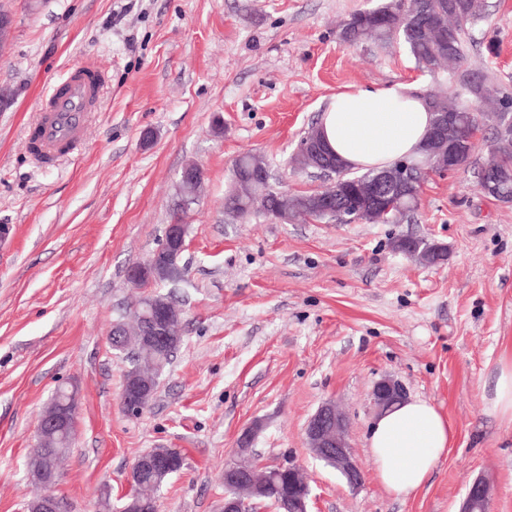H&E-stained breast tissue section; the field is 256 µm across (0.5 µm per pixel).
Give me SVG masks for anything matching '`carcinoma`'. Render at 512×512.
Returning a JSON list of instances; mask_svg holds the SVG:
<instances>
[{"label": "carcinoma", "instance_id": "carcinoma-1", "mask_svg": "<svg viewBox=\"0 0 512 512\" xmlns=\"http://www.w3.org/2000/svg\"><path fill=\"white\" fill-rule=\"evenodd\" d=\"M484 0H384L367 10H359L351 14L340 25L339 37L343 42L358 43L370 41L379 45L385 44L395 36L402 38L413 58L416 67L434 77L445 76L455 84L448 93L438 90L430 91L442 112H451L457 117V135L469 143L468 153L458 161L462 167L470 163V159L478 149L475 140L477 123L475 113L480 111L475 103L474 87L485 85L489 96L483 103L489 105L486 112L485 125L491 136L485 143L486 154L483 164H493L501 173V178L494 191L488 196L504 203L512 202V138H501L498 126L501 119L512 118V96L498 86L490 83L487 77L477 75L464 68L467 51L466 27L479 23L485 17ZM442 25L455 31V41L451 50L444 49L434 37L424 33V29L433 25ZM425 155L420 153L407 160L411 172L417 176V192L398 200L399 221L414 212L420 201V189L427 179ZM257 163L255 154L247 153L238 157L233 165L231 184L224 196V209L238 217H245L254 210L288 207L294 217L312 218L323 223H343L358 211L355 201L348 191L357 189V184L375 171L369 170L355 175L343 165L336 169L341 174L336 184V209L331 212L314 213L306 202L303 194L284 196L281 187L269 181H254L250 178L252 167ZM143 371L153 379H159L164 369L172 363L174 354L154 353L139 349ZM69 447L55 448L49 453L37 449L31 464L40 465L48 460L60 464L68 453ZM244 459L257 470L259 479L268 484L265 496L259 498L263 506L282 504L288 497V473L273 475L272 470H260L253 453L244 454Z\"/></svg>", "mask_w": 512, "mask_h": 512}]
</instances>
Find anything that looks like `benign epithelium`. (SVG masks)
Wrapping results in <instances>:
<instances>
[{"instance_id":"benign-epithelium-1","label":"benign epithelium","mask_w":512,"mask_h":512,"mask_svg":"<svg viewBox=\"0 0 512 512\" xmlns=\"http://www.w3.org/2000/svg\"><path fill=\"white\" fill-rule=\"evenodd\" d=\"M467 150L464 142L456 139L455 117L451 113H437L436 122L426 143L429 170L452 172L457 168L458 159ZM298 152L313 154L316 164L329 173L336 169L337 161L320 141H307L299 145ZM205 172L198 164H189L183 168L182 180L195 187L193 193L182 196L180 210L188 212L196 204L199 191L204 183ZM406 191L410 183L405 175V167H394L376 174L363 191L359 193L362 218L369 223L391 221L390 205L384 201L383 192L387 189ZM188 225L174 222L167 225L158 248L143 262L128 269L127 279L134 288H145L150 284L173 282L183 272L180 265L182 253L186 248ZM424 254L413 251L406 256L423 262H439L445 255L442 245L426 238L423 243ZM145 309L151 312L140 319L125 318L112 326L111 343L113 350L123 354L130 339L138 340L139 345L152 350H163L181 343V327L184 322V309L165 294L149 293L141 297ZM138 365L127 367L130 374L129 384L121 404L130 416H138L149 406L153 395L152 383L137 376ZM405 390L400 382L385 377L378 381L372 392V404L376 414H381L392 405L404 400ZM67 401L64 405L51 404L40 415L36 430V445L45 447L56 434H65L73 439L75 430L70 428L77 413L78 396L74 388L67 389ZM306 435L312 455L325 461L336 469L353 487L363 481V471L353 457L347 441V420L342 411L333 402L323 404L309 419ZM183 458L178 448H151L137 458L130 470L128 488L122 497L124 506L120 512H158V501L142 497L136 477L141 473L151 474L161 481L168 473V465ZM280 471L298 480L300 489L288 495L287 512H308L309 484L302 467L292 461L275 465ZM236 471L225 486L224 502L220 512H250L254 497L260 494L261 484L255 472L242 461L229 465ZM59 478V470L51 466H39L28 471L27 479L47 488L42 496L28 502L27 512H59L58 498L52 488ZM490 491L488 485L477 479L468 487L460 512H488Z\"/></svg>"}]
</instances>
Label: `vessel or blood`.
I'll use <instances>...</instances> for the list:
<instances>
[{
	"label": "vessel or blood",
	"mask_w": 512,
	"mask_h": 512,
	"mask_svg": "<svg viewBox=\"0 0 512 512\" xmlns=\"http://www.w3.org/2000/svg\"><path fill=\"white\" fill-rule=\"evenodd\" d=\"M98 89L95 74L81 66L73 67L53 88L36 124L41 153L51 155L81 143Z\"/></svg>",
	"instance_id": "obj_1"
}]
</instances>
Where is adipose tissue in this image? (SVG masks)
Returning <instances> with one entry per match:
<instances>
[{
  "mask_svg": "<svg viewBox=\"0 0 512 512\" xmlns=\"http://www.w3.org/2000/svg\"><path fill=\"white\" fill-rule=\"evenodd\" d=\"M423 98L402 83L337 94L319 120L335 154L352 169H382L416 154L431 126ZM453 441L446 417L429 401L412 398L374 420L369 444L387 489L408 496L426 481Z\"/></svg>",
  "mask_w": 512,
  "mask_h": 512,
  "instance_id": "adipose-tissue-1",
  "label": "adipose tissue"
}]
</instances>
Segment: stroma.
Segmentation results:
<instances>
[{
  "mask_svg": "<svg viewBox=\"0 0 512 512\" xmlns=\"http://www.w3.org/2000/svg\"><path fill=\"white\" fill-rule=\"evenodd\" d=\"M377 0H0L14 16L0 54V512H25L42 410L58 385L81 392L76 436L54 494L94 512L102 488L123 495L146 450L181 449L185 466L159 512H219L224 465L253 430L262 466L304 467L310 512H458L476 478L489 512H512V419L492 413L512 355V203L485 196L477 150L430 174L411 218L389 224H280L224 209L235 159L262 153L292 193L327 178L289 161L338 93L404 82L436 86L400 39L350 45L338 26ZM466 66L512 90V0H486ZM79 62L106 74L85 140L40 162L26 149L52 82ZM205 170L186 218L183 343L150 406L121 404L125 363L112 325L141 294L129 266L160 244L180 173ZM444 244V266L394 241ZM399 380L446 415L454 440L424 486L404 498L381 483L368 445L371 392ZM347 419L364 472L351 488L309 451L306 424L327 401Z\"/></svg>",
  "mask_w": 512,
  "mask_h": 512,
  "instance_id": "35a3bbf8",
  "label": "stroma"
}]
</instances>
